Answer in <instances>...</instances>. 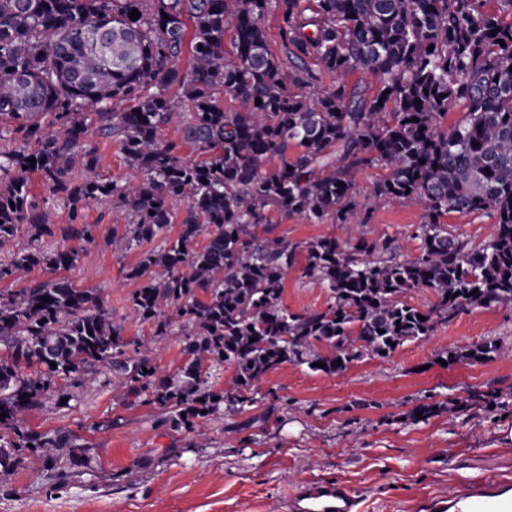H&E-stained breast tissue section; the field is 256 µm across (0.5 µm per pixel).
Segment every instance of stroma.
<instances>
[{
	"label": "stroma",
	"mask_w": 512,
	"mask_h": 512,
	"mask_svg": "<svg viewBox=\"0 0 512 512\" xmlns=\"http://www.w3.org/2000/svg\"><path fill=\"white\" fill-rule=\"evenodd\" d=\"M384 174L369 168L360 176L354 220L367 239L392 236L416 254L411 234L423 221L422 205L375 206L365 197ZM83 212L98 227L96 240L81 245L65 278L100 293L124 338L150 336V324L131 308L138 283L125 271L156 241L113 250L112 228L124 215L105 202ZM267 216L272 235L292 242L338 232L273 207ZM328 302L326 288L293 269L283 291L289 311ZM490 340L500 350L484 361L441 363L447 352ZM252 396L225 407L201 439L165 422L144 395L116 392L109 372L100 371L79 398L47 400L27 418L30 430L84 443V465L60 473L30 460L0 483V512H290V498L315 482L348 485L360 512H417L461 483L512 479V305L466 307L430 336L384 358L362 356L340 374L282 364ZM465 398L470 406L457 408ZM423 404L435 414L413 420Z\"/></svg>",
	"instance_id": "stroma-1"
}]
</instances>
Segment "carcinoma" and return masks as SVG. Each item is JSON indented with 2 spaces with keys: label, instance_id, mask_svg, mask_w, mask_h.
Wrapping results in <instances>:
<instances>
[{
  "label": "carcinoma",
  "instance_id": "obj_1",
  "mask_svg": "<svg viewBox=\"0 0 512 512\" xmlns=\"http://www.w3.org/2000/svg\"><path fill=\"white\" fill-rule=\"evenodd\" d=\"M487 2L0 0V138L15 142L0 151V246L26 236L0 263V281L74 266L79 250L49 240L95 241L83 208L108 200L130 218L113 245L164 240L128 270L140 282L130 302L153 324L151 336H187L188 356L177 373L161 374L150 342L124 339L99 295L65 278L0 292V482L29 453L48 467L84 464V445L33 432L25 417L52 394L71 400L99 368L193 431L224 402L252 401L253 386L284 363L338 374L430 335L466 306L511 305L512 0H495V11ZM271 13L280 55L267 40ZM355 70L373 75L375 92L341 81ZM326 75L336 85L310 102L306 90ZM173 86L189 112L173 108ZM226 95L234 108H224ZM453 110L463 118L443 124ZM172 124L177 141L162 137ZM92 126L119 145L135 180L97 175ZM186 145L204 159H185ZM272 157L278 166L265 167ZM370 167L388 171L369 192L376 203L424 205L416 255L404 257L394 237L269 236L271 207L311 224L348 223L356 176ZM32 173L47 196L30 193ZM181 201L182 229L169 240ZM55 206L68 223H52ZM449 213L487 216L495 232L472 248L441 223ZM300 252L302 277L329 291L324 310L283 304ZM421 288L437 295L433 309L401 300ZM495 350L485 342L445 361L481 362ZM230 364L234 390L208 385V371ZM60 378L71 390L58 388Z\"/></svg>",
  "mask_w": 512,
  "mask_h": 512
}]
</instances>
